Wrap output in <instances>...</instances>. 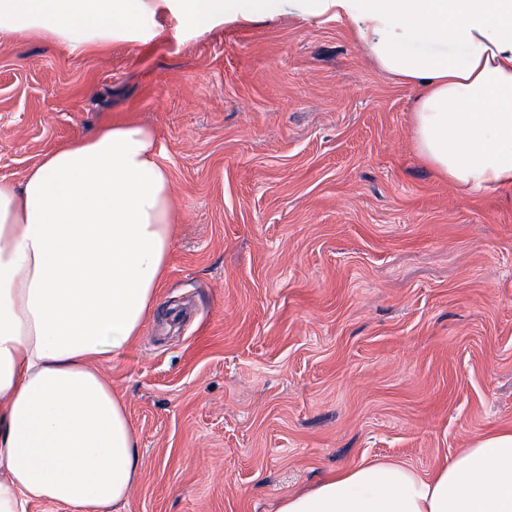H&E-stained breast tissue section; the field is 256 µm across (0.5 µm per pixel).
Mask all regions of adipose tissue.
<instances>
[{
  "label": "adipose tissue",
  "instance_id": "1",
  "mask_svg": "<svg viewBox=\"0 0 512 512\" xmlns=\"http://www.w3.org/2000/svg\"><path fill=\"white\" fill-rule=\"evenodd\" d=\"M284 0H0V38L79 55L188 40L275 19ZM348 23L415 86L413 146L449 181L512 185V0H297ZM154 133L107 125L0 180V512L31 503L125 512L138 438L104 371L156 306L172 242L173 186ZM277 512H512V429L482 434L423 474L376 459L284 497Z\"/></svg>",
  "mask_w": 512,
  "mask_h": 512
}]
</instances>
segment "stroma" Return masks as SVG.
I'll return each instance as SVG.
<instances>
[{"label":"stroma","instance_id":"stroma-1","mask_svg":"<svg viewBox=\"0 0 512 512\" xmlns=\"http://www.w3.org/2000/svg\"><path fill=\"white\" fill-rule=\"evenodd\" d=\"M416 97L344 20L294 12L82 55L0 41V179L133 123L173 185L157 306L106 366L142 457L127 512H276L512 428V185L425 164Z\"/></svg>","mask_w":512,"mask_h":512}]
</instances>
